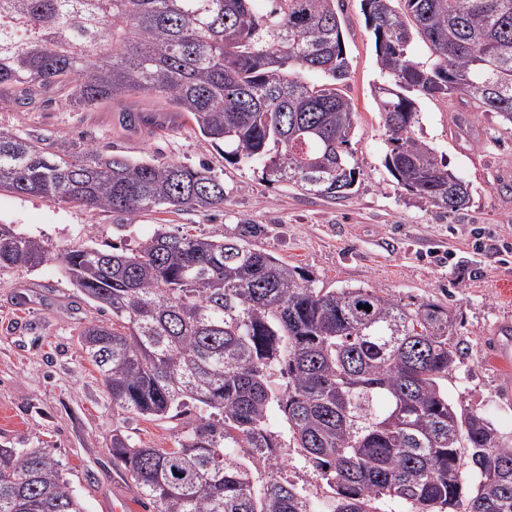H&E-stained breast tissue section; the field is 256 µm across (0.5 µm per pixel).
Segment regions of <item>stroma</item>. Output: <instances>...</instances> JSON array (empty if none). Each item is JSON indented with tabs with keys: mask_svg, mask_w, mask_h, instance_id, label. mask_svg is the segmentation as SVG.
Wrapping results in <instances>:
<instances>
[{
	"mask_svg": "<svg viewBox=\"0 0 512 512\" xmlns=\"http://www.w3.org/2000/svg\"><path fill=\"white\" fill-rule=\"evenodd\" d=\"M350 77L343 92L357 110L353 139L360 175L352 194L326 200L270 181L257 163L226 162L180 113L138 95L88 110L50 92L35 107L0 111V127L29 137L91 143L132 159L206 162L224 181L218 211L150 212L130 221L39 197L0 194V224L51 251L84 243L130 248L157 225L195 235L239 234L260 224L257 247L305 268L323 288L381 289L404 304L435 300L457 319L464 355L448 376V396L483 411L512 436V361L496 344L512 337V133L492 112L461 100L420 99L417 133L470 189L466 209L445 213L410 195L385 166L387 136L374 101L381 80L360 0L338 7ZM142 116L128 125L126 115ZM61 264L0 269V447L53 449L86 512H151L112 457V436L175 447L183 424L113 410L80 332L102 320ZM281 478L321 497L323 482L298 449L279 410Z\"/></svg>",
	"mask_w": 512,
	"mask_h": 512,
	"instance_id": "stroma-1",
	"label": "stroma"
}]
</instances>
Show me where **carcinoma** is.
Listing matches in <instances>:
<instances>
[{"label": "carcinoma", "instance_id": "carcinoma-1", "mask_svg": "<svg viewBox=\"0 0 512 512\" xmlns=\"http://www.w3.org/2000/svg\"><path fill=\"white\" fill-rule=\"evenodd\" d=\"M361 6L383 78L375 100L387 168L432 207L465 209L469 185L415 133L418 100L455 97L512 127V0ZM348 75L336 0H0V110L65 87L79 109L155 95L224 146V160L261 163L273 181L335 200L359 174L356 110L339 88ZM1 192L131 221L226 201L204 163L134 160L8 129ZM263 233L258 224L233 237L161 227L121 252L52 253L0 225V268L56 260L108 315L80 337L112 408L158 419L195 409L173 448L112 437V457L153 512H379L382 499L407 512H512V442L448 398L463 355L448 307L409 309L378 288H318L251 243ZM273 406L326 499L288 480L253 482V467L282 466ZM0 512L84 508L52 449L1 447Z\"/></svg>", "mask_w": 512, "mask_h": 512}]
</instances>
